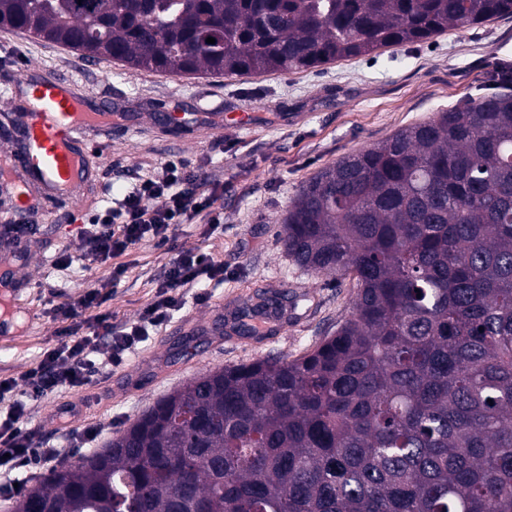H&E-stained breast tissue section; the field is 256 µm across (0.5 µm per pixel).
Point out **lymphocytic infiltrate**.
Wrapping results in <instances>:
<instances>
[{
	"mask_svg": "<svg viewBox=\"0 0 512 512\" xmlns=\"http://www.w3.org/2000/svg\"><path fill=\"white\" fill-rule=\"evenodd\" d=\"M223 195L220 176L183 157L168 160L161 172L139 178L121 197L86 213L80 256L63 255L58 262L69 266L78 260L88 269L112 264V281L120 283L126 269L117 265V257L145 241L169 244L175 226L197 213H205L211 231L223 230L219 205ZM223 275V261L182 247L166 266L154 299L136 320L113 324L111 314L100 310L105 298L97 288L55 306L54 318L62 323L55 344L43 350L39 362L22 379L9 378L0 386V402L9 404L6 419L0 421V470L53 467L60 451L35 442L28 426L31 403L62 388L93 384L104 374L103 361L121 363L182 308L185 289H195L197 302H207L204 285ZM85 316L93 323L91 334L75 335L71 322Z\"/></svg>",
	"mask_w": 512,
	"mask_h": 512,
	"instance_id": "1",
	"label": "lymphocytic infiltrate"
}]
</instances>
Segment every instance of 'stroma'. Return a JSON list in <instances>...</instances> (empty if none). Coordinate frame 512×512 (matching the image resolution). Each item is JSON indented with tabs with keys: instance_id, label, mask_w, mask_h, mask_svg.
<instances>
[{
	"instance_id": "35a3bbf8",
	"label": "stroma",
	"mask_w": 512,
	"mask_h": 512,
	"mask_svg": "<svg viewBox=\"0 0 512 512\" xmlns=\"http://www.w3.org/2000/svg\"><path fill=\"white\" fill-rule=\"evenodd\" d=\"M498 67L512 70L511 16L312 70L255 77H177L113 61L88 63L61 46L0 30V169L8 184L0 192V225L20 217L9 184L20 135L12 115L29 103L21 83L25 69L68 76L101 105L126 116L124 123L90 133L92 141L112 145L93 160V187L78 198L40 201L38 227L16 260L30 321L17 335L0 339V377L21 378L55 341L57 304L111 280L107 266L84 270L56 264L62 253H80L82 217L104 185L121 193L176 156L212 163L224 177L223 233H210L201 217L176 228L179 245L224 262L223 281L208 286L209 302L196 303L193 293H186L183 308L98 383L62 389L35 403L29 422L36 440L61 448L64 460L72 461V430L101 427L105 442L207 370L312 351L350 315L355 290L289 259L280 221L300 186L400 128L499 92L491 80ZM209 114L217 124L206 122ZM172 257L168 246L152 241L121 256L127 273L104 304L114 322L139 315ZM271 290L295 296L287 321L260 336L237 335L231 317L241 302Z\"/></svg>"
}]
</instances>
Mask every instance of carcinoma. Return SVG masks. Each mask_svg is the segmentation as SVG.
<instances>
[{"label":"carcinoma","instance_id":"obj_1","mask_svg":"<svg viewBox=\"0 0 512 512\" xmlns=\"http://www.w3.org/2000/svg\"><path fill=\"white\" fill-rule=\"evenodd\" d=\"M503 16L512 0H0L1 28L173 76L309 70ZM282 236L354 282L336 332L193 378L14 512H512V94L322 168Z\"/></svg>","mask_w":512,"mask_h":512}]
</instances>
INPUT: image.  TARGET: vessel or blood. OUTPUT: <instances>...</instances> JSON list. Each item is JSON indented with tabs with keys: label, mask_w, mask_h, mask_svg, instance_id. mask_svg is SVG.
<instances>
[{
	"label": "vessel or blood",
	"mask_w": 512,
	"mask_h": 512,
	"mask_svg": "<svg viewBox=\"0 0 512 512\" xmlns=\"http://www.w3.org/2000/svg\"><path fill=\"white\" fill-rule=\"evenodd\" d=\"M73 87V80L61 75L35 82L38 107L15 115L26 133L15 195L20 208H29L42 195L74 192L93 178L87 133L111 124L113 115L88 109L86 96ZM23 286L11 257H0V298L18 297Z\"/></svg>",
	"instance_id": "1"
}]
</instances>
